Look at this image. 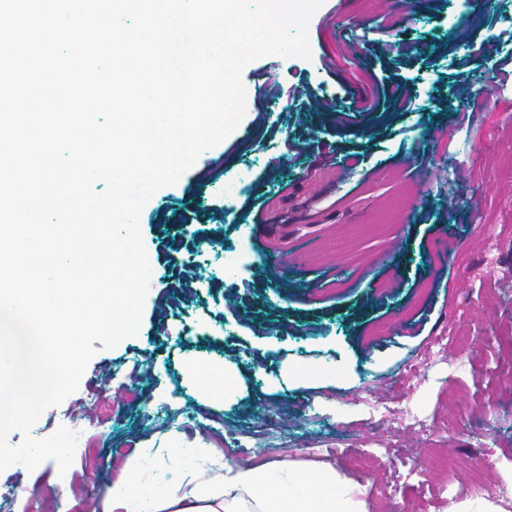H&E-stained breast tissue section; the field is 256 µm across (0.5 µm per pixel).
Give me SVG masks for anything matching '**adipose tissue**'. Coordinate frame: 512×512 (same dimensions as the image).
<instances>
[{"instance_id": "ef3b65f1", "label": "adipose tissue", "mask_w": 512, "mask_h": 512, "mask_svg": "<svg viewBox=\"0 0 512 512\" xmlns=\"http://www.w3.org/2000/svg\"><path fill=\"white\" fill-rule=\"evenodd\" d=\"M181 480L144 481L131 454L99 512H367L361 491L334 467L305 471L291 464L243 466L214 458L200 465L182 448L166 451Z\"/></svg>"}]
</instances>
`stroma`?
Wrapping results in <instances>:
<instances>
[{
  "instance_id": "obj_1",
  "label": "stroma",
  "mask_w": 512,
  "mask_h": 512,
  "mask_svg": "<svg viewBox=\"0 0 512 512\" xmlns=\"http://www.w3.org/2000/svg\"><path fill=\"white\" fill-rule=\"evenodd\" d=\"M458 2L324 0L311 59L246 66L238 129L140 214L155 268L137 336L98 352L32 428L82 416L92 454L63 475L51 461L0 472V512H46L63 492L66 512H94L115 449L171 446L333 465L368 512H448L476 481L512 512V78L481 57L463 96L452 65L466 40L512 31V0ZM240 169L249 188L225 203ZM403 204L412 221L393 222ZM243 224L249 252L227 280ZM297 364L338 376L287 381ZM198 365L232 368L234 394L210 393Z\"/></svg>"
}]
</instances>
